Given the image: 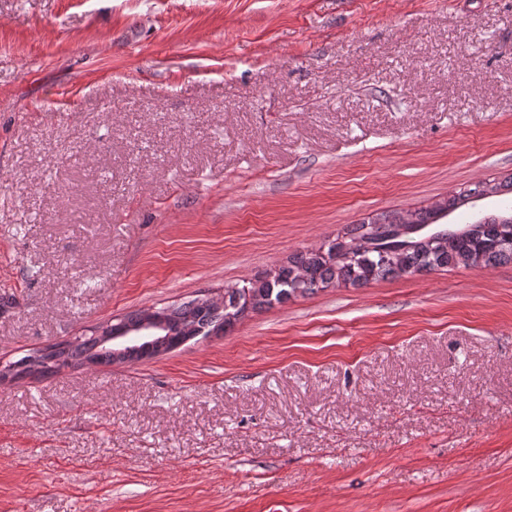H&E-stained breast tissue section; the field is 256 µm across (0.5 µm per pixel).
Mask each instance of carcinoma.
I'll use <instances>...</instances> for the list:
<instances>
[{"instance_id":"obj_1","label":"carcinoma","mask_w":512,"mask_h":512,"mask_svg":"<svg viewBox=\"0 0 512 512\" xmlns=\"http://www.w3.org/2000/svg\"><path fill=\"white\" fill-rule=\"evenodd\" d=\"M482 184H472L435 204L405 214L382 213L336 236L328 247L301 251L266 276L224 290V306L213 307L192 300L161 310L170 332L168 346H181L187 336H208L215 330L227 332L239 322L241 308L254 311L283 304L319 288L362 286L389 276L431 272L456 266L494 267L512 261V222L489 215L466 231L441 229L432 242L410 235L415 226H431L474 202ZM112 348L102 336H79L53 344L34 356L23 357L7 367L10 378L54 374L76 364L110 365Z\"/></svg>"}]
</instances>
